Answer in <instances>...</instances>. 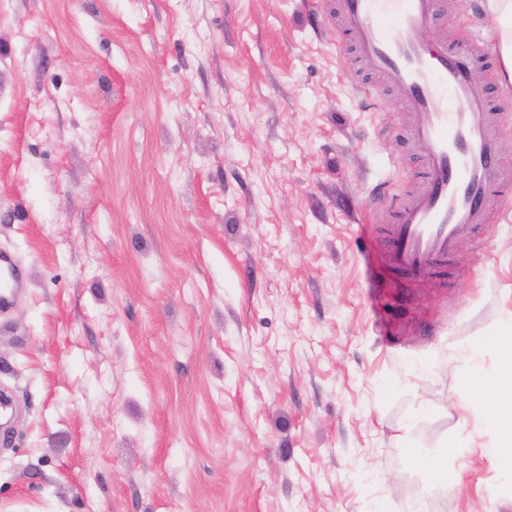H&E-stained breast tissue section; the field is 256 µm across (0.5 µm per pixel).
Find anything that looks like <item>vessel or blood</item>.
<instances>
[{
    "mask_svg": "<svg viewBox=\"0 0 512 512\" xmlns=\"http://www.w3.org/2000/svg\"><path fill=\"white\" fill-rule=\"evenodd\" d=\"M444 21V0H336L337 32L411 116L415 178L395 198L383 255L385 267L411 281L443 273L459 240L491 223L498 197L512 189L498 146L504 110L493 94L496 61L482 30L451 41L439 33ZM426 27L435 36L425 43ZM479 67L489 81L475 80ZM18 286L13 261L0 253L1 308Z\"/></svg>",
    "mask_w": 512,
    "mask_h": 512,
    "instance_id": "b4317fda",
    "label": "vessel or blood"
}]
</instances>
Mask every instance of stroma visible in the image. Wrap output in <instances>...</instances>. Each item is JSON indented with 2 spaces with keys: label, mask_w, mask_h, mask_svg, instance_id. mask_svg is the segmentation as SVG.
I'll return each mask as SVG.
<instances>
[{
  "label": "stroma",
  "mask_w": 512,
  "mask_h": 512,
  "mask_svg": "<svg viewBox=\"0 0 512 512\" xmlns=\"http://www.w3.org/2000/svg\"><path fill=\"white\" fill-rule=\"evenodd\" d=\"M357 81L326 0H0V512H512V191L370 277L409 116ZM19 286L18 271L7 255L0 253V307L5 309ZM500 360V374L490 383L500 436L489 451L492 460L503 469L512 470V322L501 325L494 337ZM505 448H509L508 450Z\"/></svg>",
  "instance_id": "obj_1"
}]
</instances>
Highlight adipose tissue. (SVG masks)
I'll return each mask as SVG.
<instances>
[{
	"label": "adipose tissue",
	"instance_id": "adipose-tissue-1",
	"mask_svg": "<svg viewBox=\"0 0 512 512\" xmlns=\"http://www.w3.org/2000/svg\"><path fill=\"white\" fill-rule=\"evenodd\" d=\"M499 354L500 373L490 384V392L497 409L500 436L489 451L493 461L512 470V322L501 325L495 336Z\"/></svg>",
	"mask_w": 512,
	"mask_h": 512
}]
</instances>
